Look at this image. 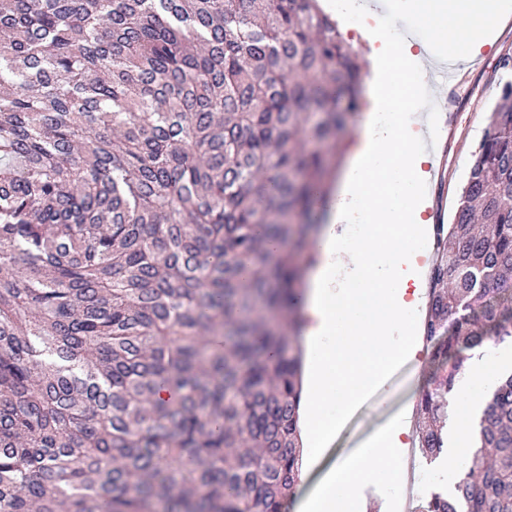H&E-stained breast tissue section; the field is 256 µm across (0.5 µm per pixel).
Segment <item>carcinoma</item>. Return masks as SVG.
Wrapping results in <instances>:
<instances>
[{"mask_svg":"<svg viewBox=\"0 0 512 512\" xmlns=\"http://www.w3.org/2000/svg\"><path fill=\"white\" fill-rule=\"evenodd\" d=\"M0 34V512H283L303 143L355 116L356 51L317 0H0ZM434 250L430 459L466 353L512 337V81ZM424 512H512V374Z\"/></svg>","mask_w":512,"mask_h":512,"instance_id":"cac0c4a2","label":"carcinoma"}]
</instances>
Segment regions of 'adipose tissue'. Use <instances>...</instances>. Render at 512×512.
I'll return each mask as SVG.
<instances>
[{"label": "adipose tissue", "instance_id": "1", "mask_svg": "<svg viewBox=\"0 0 512 512\" xmlns=\"http://www.w3.org/2000/svg\"><path fill=\"white\" fill-rule=\"evenodd\" d=\"M432 41L461 58L489 42L504 12L501 0H406ZM381 66L370 105L345 152V165L329 181L324 223L310 242L312 261L305 274L301 315L310 357L306 432L321 446L336 435L343 418L372 394L388 395L393 370L417 362L423 344L421 324L427 297L425 267L418 265L428 224V203L419 190L430 155L417 131L413 106L426 87L424 67L401 40L383 36ZM387 112L389 124L376 115ZM357 219L359 238L342 242L336 227ZM512 373V356L494 358L484 347L472 358L448 396L447 453L464 460L485 410L471 385L492 389ZM412 418L403 412L386 432L336 458L304 489L308 473L291 501L292 512H355L358 485L394 481L405 484L402 438Z\"/></svg>", "mask_w": 512, "mask_h": 512}]
</instances>
